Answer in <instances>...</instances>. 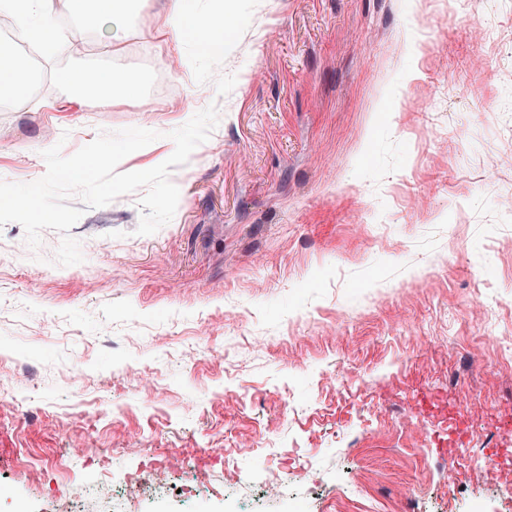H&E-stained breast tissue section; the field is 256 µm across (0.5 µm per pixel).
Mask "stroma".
Returning a JSON list of instances; mask_svg holds the SVG:
<instances>
[{
    "label": "stroma",
    "instance_id": "obj_1",
    "mask_svg": "<svg viewBox=\"0 0 512 512\" xmlns=\"http://www.w3.org/2000/svg\"><path fill=\"white\" fill-rule=\"evenodd\" d=\"M164 3L115 44L68 17L42 54L144 73L138 95L0 104L7 182L127 127L160 134L118 166L147 170L220 114L156 233L136 192L70 229L76 265L57 231L0 228V512H512V168L487 167L512 153V43L489 40L512 0H224L244 24L217 59L166 36ZM469 455L487 483L424 464Z\"/></svg>",
    "mask_w": 512,
    "mask_h": 512
}]
</instances>
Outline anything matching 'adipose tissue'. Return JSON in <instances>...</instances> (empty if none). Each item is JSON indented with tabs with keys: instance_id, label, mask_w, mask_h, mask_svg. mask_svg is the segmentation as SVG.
<instances>
[{
	"instance_id": "obj_1",
	"label": "adipose tissue",
	"mask_w": 512,
	"mask_h": 512,
	"mask_svg": "<svg viewBox=\"0 0 512 512\" xmlns=\"http://www.w3.org/2000/svg\"><path fill=\"white\" fill-rule=\"evenodd\" d=\"M140 0H71L73 15L94 22L98 33L113 42L122 38ZM170 34L176 41L190 42L201 57L223 54L237 15L216 5L208 14H198L191 0H166ZM0 10L17 14L29 38L40 45H53L57 26L52 16V0H0ZM57 80L80 92L104 95L120 91L137 93L143 74L117 71L109 67L56 69ZM36 75L8 44L0 43V103L23 105L29 98Z\"/></svg>"
}]
</instances>
